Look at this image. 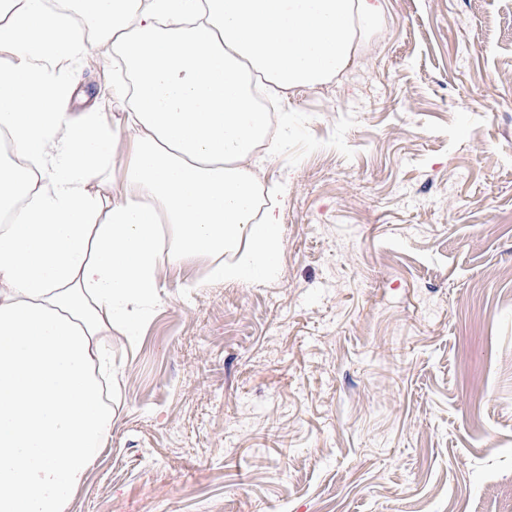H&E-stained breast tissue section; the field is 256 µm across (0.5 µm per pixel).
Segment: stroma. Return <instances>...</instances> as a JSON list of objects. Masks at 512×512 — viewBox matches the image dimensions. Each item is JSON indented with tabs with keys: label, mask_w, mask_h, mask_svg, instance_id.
Masks as SVG:
<instances>
[{
	"label": "stroma",
	"mask_w": 512,
	"mask_h": 512,
	"mask_svg": "<svg viewBox=\"0 0 512 512\" xmlns=\"http://www.w3.org/2000/svg\"><path fill=\"white\" fill-rule=\"evenodd\" d=\"M352 65L266 96L277 274L164 268L113 333L67 512H512V0H380ZM75 112H116L106 50Z\"/></svg>",
	"instance_id": "stroma-1"
}]
</instances>
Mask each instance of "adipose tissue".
I'll list each match as a JSON object with an SVG mask.
<instances>
[{
  "label": "adipose tissue",
  "instance_id": "ef3b65f1",
  "mask_svg": "<svg viewBox=\"0 0 512 512\" xmlns=\"http://www.w3.org/2000/svg\"><path fill=\"white\" fill-rule=\"evenodd\" d=\"M380 0H0V512H66L112 433L102 337L145 316L164 267L216 262L217 281L273 275L276 207L252 157L287 91L345 69ZM81 15L93 38L71 34ZM131 80L123 128L71 112L65 76L95 48ZM128 139L119 189L106 173ZM236 264L218 257L240 241Z\"/></svg>",
  "mask_w": 512,
  "mask_h": 512
}]
</instances>
